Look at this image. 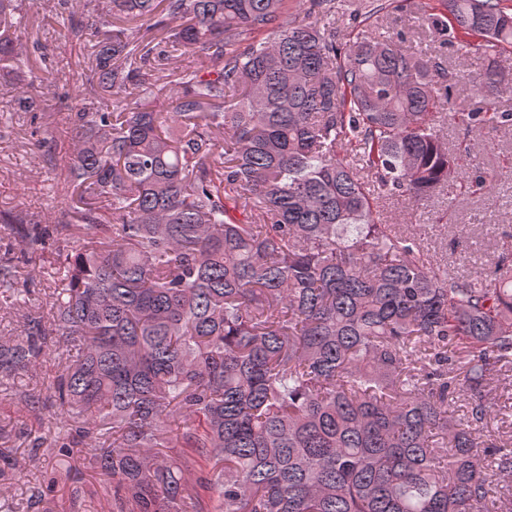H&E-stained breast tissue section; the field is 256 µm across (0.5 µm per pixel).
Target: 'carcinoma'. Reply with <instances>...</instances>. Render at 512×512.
Instances as JSON below:
<instances>
[{"instance_id":"obj_1","label":"carcinoma","mask_w":512,"mask_h":512,"mask_svg":"<svg viewBox=\"0 0 512 512\" xmlns=\"http://www.w3.org/2000/svg\"><path fill=\"white\" fill-rule=\"evenodd\" d=\"M60 2L71 39L92 42L96 95L68 116L69 202L45 227L0 211L25 251L78 238L51 262L50 317L0 343L1 377L47 335L78 346L49 386L54 447L92 450L111 512H486L512 472V437L484 435L512 369V268L450 277L378 210L450 178L495 202L437 128L453 88L438 63L363 30L338 46L288 20V0H109L165 34L141 55L142 26L104 31ZM446 10L423 24L490 57L512 47L502 0ZM15 11L0 0V77L29 69ZM198 48L216 66L180 71L157 108L166 84L149 72ZM507 81L489 63L469 78L484 106L448 121L511 129L493 101ZM129 86L134 101L112 102ZM30 88L18 107L49 109ZM18 268L0 263V288L21 306ZM202 459L213 474L192 482Z\"/></svg>"}]
</instances>
